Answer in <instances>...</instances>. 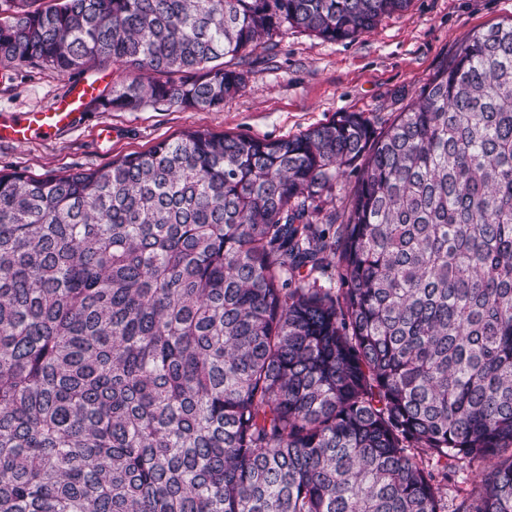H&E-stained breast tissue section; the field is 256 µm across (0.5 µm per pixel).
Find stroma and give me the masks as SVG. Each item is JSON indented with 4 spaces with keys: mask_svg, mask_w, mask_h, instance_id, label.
<instances>
[{
    "mask_svg": "<svg viewBox=\"0 0 512 512\" xmlns=\"http://www.w3.org/2000/svg\"><path fill=\"white\" fill-rule=\"evenodd\" d=\"M510 17L512 0H411L406 11L350 43L291 32L275 49L247 53V85L220 110L91 109L57 136L1 143L0 167L37 177L100 168L189 129L289 137L339 112L366 113L382 127L412 103L439 61L468 34ZM66 85V77L45 68L0 65V118L47 110Z\"/></svg>",
    "mask_w": 512,
    "mask_h": 512,
    "instance_id": "1",
    "label": "stroma"
}]
</instances>
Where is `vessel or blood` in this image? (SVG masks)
Returning <instances> with one entry per match:
<instances>
[{
    "instance_id": "obj_1",
    "label": "vessel or blood",
    "mask_w": 512,
    "mask_h": 512,
    "mask_svg": "<svg viewBox=\"0 0 512 512\" xmlns=\"http://www.w3.org/2000/svg\"><path fill=\"white\" fill-rule=\"evenodd\" d=\"M98 93L94 84L77 82L71 84L52 110L30 112L17 118L0 122V143H24L33 139H44L57 132L70 129L84 112L87 103Z\"/></svg>"
}]
</instances>
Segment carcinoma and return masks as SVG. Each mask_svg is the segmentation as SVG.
Segmentation results:
<instances>
[{"label":"carcinoma","mask_w":512,"mask_h":512,"mask_svg":"<svg viewBox=\"0 0 512 512\" xmlns=\"http://www.w3.org/2000/svg\"><path fill=\"white\" fill-rule=\"evenodd\" d=\"M36 2L0 0V62L120 66L91 106L138 111L218 110L242 52L353 42L411 0ZM509 449L512 18L382 130L0 169V512H512ZM456 487L473 496L477 495L481 490L480 485V469L475 464L473 466L463 465L459 468L457 475Z\"/></svg>","instance_id":"obj_1"}]
</instances>
